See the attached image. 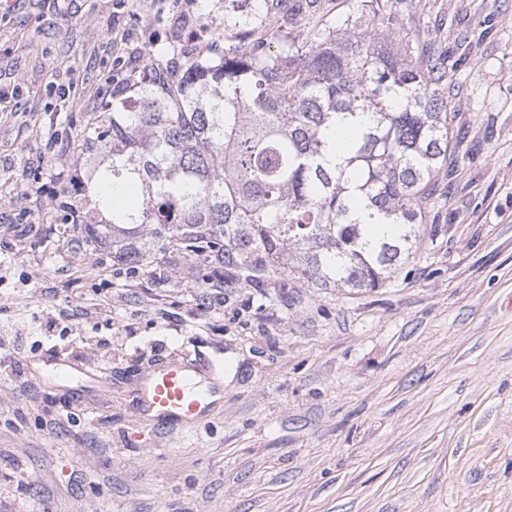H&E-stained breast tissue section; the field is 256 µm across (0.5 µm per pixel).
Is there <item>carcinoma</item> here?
Returning <instances> with one entry per match:
<instances>
[{
	"instance_id": "obj_1",
	"label": "carcinoma",
	"mask_w": 512,
	"mask_h": 512,
	"mask_svg": "<svg viewBox=\"0 0 512 512\" xmlns=\"http://www.w3.org/2000/svg\"><path fill=\"white\" fill-rule=\"evenodd\" d=\"M407 7L350 0L341 18L290 40L285 19L261 27L252 0L233 36L128 74L112 115L89 126L105 154L86 191L131 186L141 201L100 196L86 242L149 275L189 257L197 288L225 263L250 283L385 284L456 161L445 60L408 34L391 40Z\"/></svg>"
}]
</instances>
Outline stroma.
<instances>
[{
	"mask_svg": "<svg viewBox=\"0 0 512 512\" xmlns=\"http://www.w3.org/2000/svg\"><path fill=\"white\" fill-rule=\"evenodd\" d=\"M237 10L0 8V349L18 360L0 512H512V0H412L407 31L448 62L458 161L386 286L258 288L227 266L218 292L186 260L132 276L65 224L64 203L95 204L72 180L99 156L107 78ZM170 362L223 380L198 423L136 413Z\"/></svg>",
	"mask_w": 512,
	"mask_h": 512,
	"instance_id": "1",
	"label": "stroma"
}]
</instances>
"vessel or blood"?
<instances>
[{"mask_svg": "<svg viewBox=\"0 0 512 512\" xmlns=\"http://www.w3.org/2000/svg\"><path fill=\"white\" fill-rule=\"evenodd\" d=\"M215 395V389L193 384L182 367L170 365L151 377L142 410L160 424H191L211 408Z\"/></svg>", "mask_w": 512, "mask_h": 512, "instance_id": "vessel-or-blood-1", "label": "vessel or blood"}]
</instances>
